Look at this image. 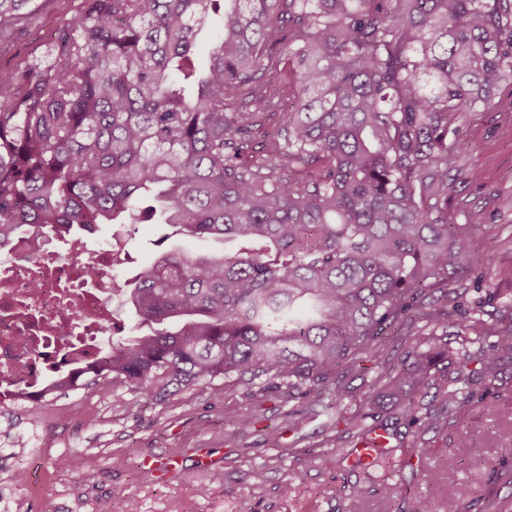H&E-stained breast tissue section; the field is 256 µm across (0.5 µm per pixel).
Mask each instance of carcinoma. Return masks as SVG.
Listing matches in <instances>:
<instances>
[{"label": "carcinoma", "instance_id": "cac0c4a2", "mask_svg": "<svg viewBox=\"0 0 512 512\" xmlns=\"http://www.w3.org/2000/svg\"><path fill=\"white\" fill-rule=\"evenodd\" d=\"M30 0H0L4 20ZM227 3L214 21L220 3ZM212 29L198 69L191 51ZM293 86L271 112L270 79ZM512 82V0H82L45 58L0 75V244L23 229L135 224L149 204L181 234L231 252H155L125 289L140 333L112 343L72 385L164 403L200 383L264 397L328 395L323 432L350 451L381 429L378 459L431 452L512 361V289L487 288L470 226L452 205L471 112ZM455 321L459 347L443 342ZM406 345L404 357L385 331ZM373 360L363 393L340 369ZM435 388L443 402H424ZM356 402L350 414L341 406ZM402 416L410 454L391 445ZM387 489L391 512H433Z\"/></svg>", "mask_w": 512, "mask_h": 512}]
</instances>
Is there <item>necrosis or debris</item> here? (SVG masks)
Returning <instances> with one entry per match:
<instances>
[{
	"label": "necrosis or debris",
	"instance_id": "4bbe7bcc",
	"mask_svg": "<svg viewBox=\"0 0 512 512\" xmlns=\"http://www.w3.org/2000/svg\"><path fill=\"white\" fill-rule=\"evenodd\" d=\"M123 246L84 244L67 258L33 230L0 245V405L40 409L56 381L103 360L120 293L111 269Z\"/></svg>",
	"mask_w": 512,
	"mask_h": 512
}]
</instances>
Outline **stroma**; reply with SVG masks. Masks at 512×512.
Masks as SVG:
<instances>
[{
	"mask_svg": "<svg viewBox=\"0 0 512 512\" xmlns=\"http://www.w3.org/2000/svg\"><path fill=\"white\" fill-rule=\"evenodd\" d=\"M80 2L31 0L0 36V74L42 57L49 35ZM466 135L468 182L459 202L512 225L511 85L502 87L495 111L469 114ZM124 234L130 258L117 269L122 280L150 260L162 236L187 251L204 247L149 222L128 225ZM494 389L500 395L495 416L473 404L460 409L458 427L425 432L435 453L420 466L379 461L364 468L341 459L321 417L289 421L283 393L259 399L241 387L216 396L198 386L156 405L122 387H84L45 403L36 418L0 408V512H109L116 499L125 512H388L385 487L423 495L433 485L441 489L437 512H494L495 498L512 495V443L496 436L512 424V364ZM228 409L259 421L239 431L226 422ZM461 428L469 433L464 448L457 445ZM18 432L37 439V446L13 447ZM171 453L181 455L182 471L163 479L146 472L145 456ZM61 458L67 467H57ZM295 470L303 479L292 484ZM462 483L473 490L468 509L456 497ZM353 485L363 489L362 499L347 497Z\"/></svg>",
	"mask_w": 512,
	"mask_h": 512,
	"instance_id": "stroma-1",
	"label": "stroma"
}]
</instances>
